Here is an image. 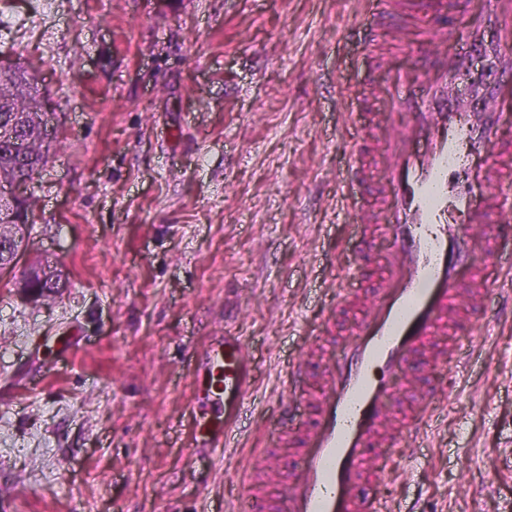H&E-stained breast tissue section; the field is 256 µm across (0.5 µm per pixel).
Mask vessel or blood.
<instances>
[{"label": "vessel or blood", "instance_id": "vessel-or-blood-1", "mask_svg": "<svg viewBox=\"0 0 512 512\" xmlns=\"http://www.w3.org/2000/svg\"><path fill=\"white\" fill-rule=\"evenodd\" d=\"M373 20L358 26L369 63L384 73V89H370L364 102L382 97L390 115L406 116L384 131L365 127L342 180L349 223L389 243L392 259L370 310L341 358L326 371L325 388L301 426L304 402L295 390L305 376L289 370L290 397L281 399L268 423L282 441L300 428L305 453L284 493V512H371L361 496L367 463L377 458V437L389 420L395 380L411 371L448 324L462 301V288L486 287L483 257L512 270V0H491L488 20L496 30L486 40L476 28H438L411 0H367ZM417 25L415 42L400 53L422 58L414 71L392 70L380 50L385 26ZM461 40L468 54L493 61L495 79L465 83L467 56H451L443 43ZM384 148L383 188L371 204L359 196L370 182L374 143ZM478 149L488 159L475 167L461 157ZM195 389L189 405L194 445L212 452L235 446L254 388L253 364L242 336L233 330L210 337L196 356Z\"/></svg>", "mask_w": 512, "mask_h": 512}]
</instances>
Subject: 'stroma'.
Instances as JSON below:
<instances>
[{"mask_svg":"<svg viewBox=\"0 0 512 512\" xmlns=\"http://www.w3.org/2000/svg\"><path fill=\"white\" fill-rule=\"evenodd\" d=\"M362 0H0V59L48 90L57 147L34 183L27 262L59 294L0 279V507L232 512L243 485L281 512L302 454L265 424L290 364L307 395L369 310L388 246L361 249L337 181L362 125ZM476 347L415 371L363 492L380 512H512V275L490 266ZM238 315L256 392L239 446L204 456L191 356ZM340 316L334 329L325 320ZM427 419L414 447L392 441ZM35 273L40 276L42 279L39 280L38 278H30L27 276L26 272H24L21 287L28 288L31 291L43 293L44 291H49L50 293L53 292L55 288L60 290L57 285L50 284L55 283L58 280V275L60 274V269H58V266L54 262H50L48 260L43 261L40 265L36 267Z\"/></svg>","mask_w":512,"mask_h":512,"instance_id":"obj_1","label":"stroma"}]
</instances>
